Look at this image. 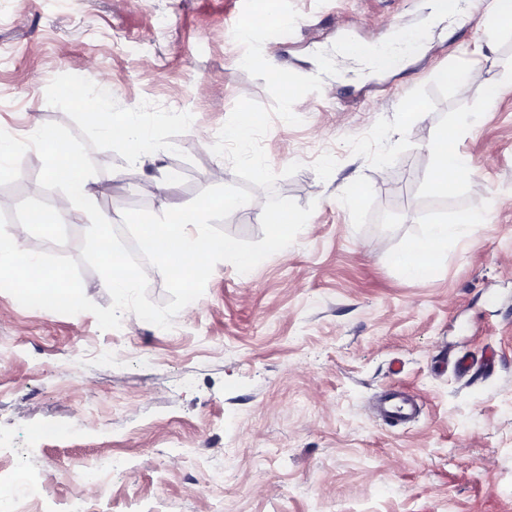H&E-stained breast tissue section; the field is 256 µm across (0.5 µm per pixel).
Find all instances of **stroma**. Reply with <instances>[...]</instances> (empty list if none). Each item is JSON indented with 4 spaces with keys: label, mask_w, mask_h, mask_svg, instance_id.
Segmentation results:
<instances>
[{
    "label": "stroma",
    "mask_w": 512,
    "mask_h": 512,
    "mask_svg": "<svg viewBox=\"0 0 512 512\" xmlns=\"http://www.w3.org/2000/svg\"><path fill=\"white\" fill-rule=\"evenodd\" d=\"M293 4L295 30L265 42L267 61L309 76L325 50L340 73L295 104L301 125L273 119L263 140L276 193L316 205L287 254L245 275L217 264L194 316L168 330L131 312L103 330L92 313L30 309L0 291V483L18 472L13 449L32 450L49 512L75 495L97 512H512V32L464 11L433 16L429 0ZM242 8L0 0V138L21 143L0 171V212L22 249L76 258L88 228L61 226L50 241L21 229L65 192L25 142L36 125L110 185L96 204L114 226L125 209L160 214L215 186L227 161L211 146L237 100L272 104L240 65ZM401 28L421 41L392 68L338 53L343 34L377 47ZM465 64L498 84L494 100L441 82ZM85 69L113 121L138 113L159 153L134 157L57 95ZM463 114L477 118L457 134L472 180L440 195L427 145ZM294 161L301 169L283 176ZM252 193L220 227L256 242L267 193ZM475 213L484 223L449 240L432 276L392 265L424 225ZM388 389L415 395L420 414L387 427L373 402ZM112 455L128 467L106 484L70 471ZM217 470L223 483L208 484Z\"/></svg>",
    "instance_id": "obj_1"
}]
</instances>
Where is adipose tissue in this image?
Returning <instances> with one entry per match:
<instances>
[{
  "mask_svg": "<svg viewBox=\"0 0 512 512\" xmlns=\"http://www.w3.org/2000/svg\"><path fill=\"white\" fill-rule=\"evenodd\" d=\"M84 112L94 125L114 130L136 152L154 151L155 144L150 131L138 120L135 113H126L120 125H112L108 119L107 95L102 91H91L84 103ZM455 128H442L437 131L429 144L433 158L430 173L432 188L439 193L454 192L457 187L471 176L468 158L458 150ZM30 139L42 150L49 178L62 182L69 187L68 195L57 199L53 208L54 215H66L68 218L83 220L87 214L83 201L87 198V181L84 167L75 165L73 152L69 145L57 135L41 126H34ZM466 226L460 224H428L421 235L408 242L393 253L392 265L408 279H418L433 275L448 245L449 239L463 237Z\"/></svg>",
  "mask_w": 512,
  "mask_h": 512,
  "instance_id": "obj_1",
  "label": "adipose tissue"
}]
</instances>
